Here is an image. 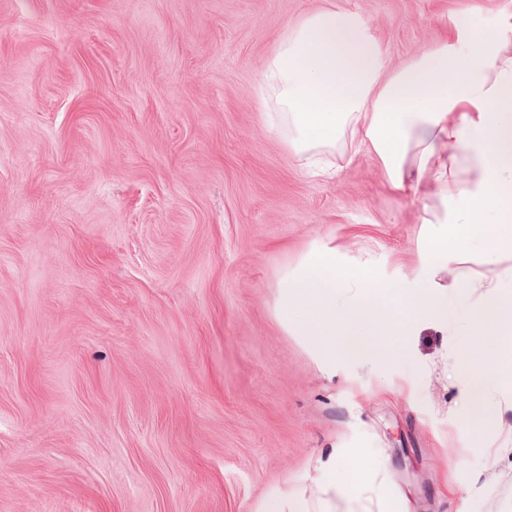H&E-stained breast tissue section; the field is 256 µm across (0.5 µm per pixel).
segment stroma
Returning a JSON list of instances; mask_svg holds the SVG:
<instances>
[{
    "mask_svg": "<svg viewBox=\"0 0 512 512\" xmlns=\"http://www.w3.org/2000/svg\"><path fill=\"white\" fill-rule=\"evenodd\" d=\"M360 12L393 65L512 0H0V512H256L354 434L409 512H512V398L458 418L453 313L371 370L272 309L312 246L413 281L424 203L377 155L307 173L258 106L286 24ZM449 263L489 287L478 248ZM501 449L487 467V449Z\"/></svg>",
    "mask_w": 512,
    "mask_h": 512,
    "instance_id": "stroma-1",
    "label": "stroma"
}]
</instances>
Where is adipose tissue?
<instances>
[{
    "mask_svg": "<svg viewBox=\"0 0 512 512\" xmlns=\"http://www.w3.org/2000/svg\"><path fill=\"white\" fill-rule=\"evenodd\" d=\"M270 126L314 175L343 146L381 160L391 188L424 198L429 230L421 271L409 285L370 263L315 246L278 277L273 312L322 365L343 359L384 365L402 354L425 320L447 321L452 304L440 276L476 241L491 263L512 256V17L493 30L472 22L400 67L366 18L323 7L287 24L259 74ZM496 295L469 308L479 350L458 357L461 413L475 438L495 423L498 394L512 388V268L495 276ZM321 498L283 486L256 512H407L387 479L382 449L356 437L318 462Z\"/></svg>",
    "mask_w": 512,
    "mask_h": 512,
    "instance_id": "1",
    "label": "adipose tissue"
}]
</instances>
